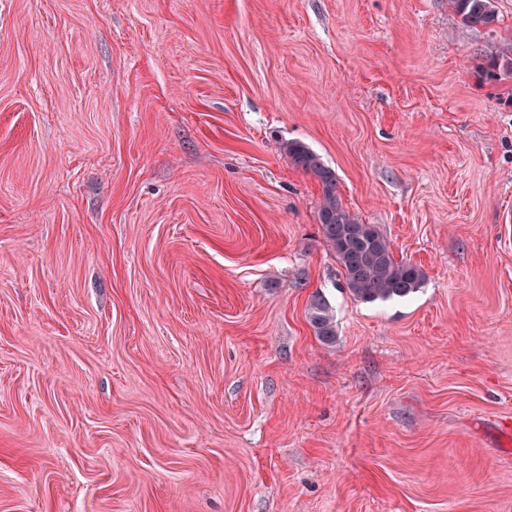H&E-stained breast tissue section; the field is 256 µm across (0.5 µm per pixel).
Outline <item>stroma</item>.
I'll return each mask as SVG.
<instances>
[{
	"instance_id": "obj_1",
	"label": "stroma",
	"mask_w": 512,
	"mask_h": 512,
	"mask_svg": "<svg viewBox=\"0 0 512 512\" xmlns=\"http://www.w3.org/2000/svg\"><path fill=\"white\" fill-rule=\"evenodd\" d=\"M498 8L0 0V512H512ZM288 140L418 292L353 299ZM448 3L466 26L496 31L499 24L497 0H448ZM483 71L492 80H498L504 75L512 77V38L507 43L491 46L485 55ZM308 311L309 322L315 335L325 343L335 342L336 322L328 303L322 298L315 297L311 300Z\"/></svg>"
}]
</instances>
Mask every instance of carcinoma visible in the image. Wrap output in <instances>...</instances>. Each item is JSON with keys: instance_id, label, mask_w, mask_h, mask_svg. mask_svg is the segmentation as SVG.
<instances>
[{"instance_id": "1", "label": "carcinoma", "mask_w": 512, "mask_h": 512, "mask_svg": "<svg viewBox=\"0 0 512 512\" xmlns=\"http://www.w3.org/2000/svg\"><path fill=\"white\" fill-rule=\"evenodd\" d=\"M448 3L466 26L496 31L497 0H448ZM483 71L492 80L504 75L512 77V39L491 46L485 55ZM282 151L290 165L312 175L319 183L322 237L341 268L349 293L358 301L375 302L404 298L416 292L422 285L423 271L396 259L388 238L375 225L360 223L344 207L336 172L300 141L284 143ZM308 318L321 341L335 342V317L324 299L311 300Z\"/></svg>"}]
</instances>
